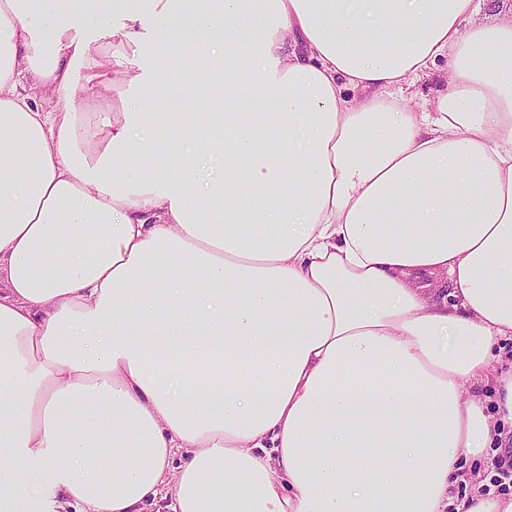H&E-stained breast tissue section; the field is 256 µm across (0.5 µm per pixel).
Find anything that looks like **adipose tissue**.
Wrapping results in <instances>:
<instances>
[{
	"instance_id": "obj_1",
	"label": "adipose tissue",
	"mask_w": 512,
	"mask_h": 512,
	"mask_svg": "<svg viewBox=\"0 0 512 512\" xmlns=\"http://www.w3.org/2000/svg\"><path fill=\"white\" fill-rule=\"evenodd\" d=\"M486 7L0 0V512H440L479 483L463 462L512 438V375L493 415L461 390L512 340V21ZM147 9L211 48L162 175ZM82 82L112 96L93 130ZM446 64L444 61L438 62L434 74L430 77L420 79L413 86L403 91V96L411 106L418 110L431 109L434 99L437 97L438 90L442 89L443 75Z\"/></svg>"
}]
</instances>
